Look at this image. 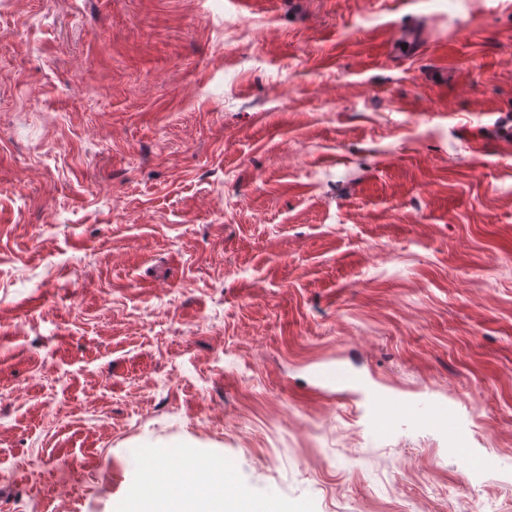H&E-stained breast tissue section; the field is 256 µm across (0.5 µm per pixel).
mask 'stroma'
Instances as JSON below:
<instances>
[{
    "mask_svg": "<svg viewBox=\"0 0 512 512\" xmlns=\"http://www.w3.org/2000/svg\"><path fill=\"white\" fill-rule=\"evenodd\" d=\"M199 459L512 512V0H0V512Z\"/></svg>",
    "mask_w": 512,
    "mask_h": 512,
    "instance_id": "1",
    "label": "stroma"
}]
</instances>
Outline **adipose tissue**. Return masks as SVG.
<instances>
[{
  "mask_svg": "<svg viewBox=\"0 0 512 512\" xmlns=\"http://www.w3.org/2000/svg\"><path fill=\"white\" fill-rule=\"evenodd\" d=\"M201 467L207 475L202 484L169 471L142 479L120 512H224V484L230 479L228 464L215 459L203 461Z\"/></svg>",
  "mask_w": 512,
  "mask_h": 512,
  "instance_id": "adipose-tissue-1",
  "label": "adipose tissue"
}]
</instances>
